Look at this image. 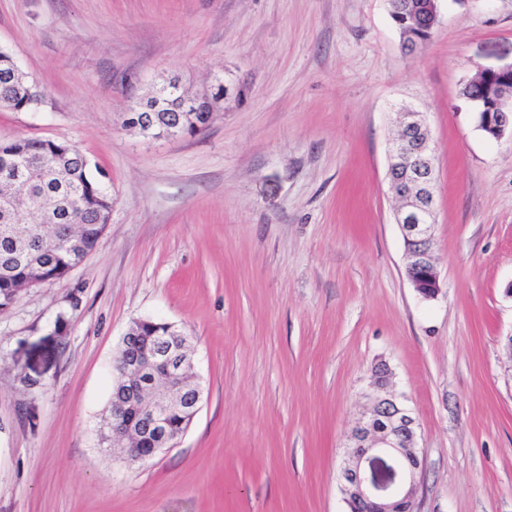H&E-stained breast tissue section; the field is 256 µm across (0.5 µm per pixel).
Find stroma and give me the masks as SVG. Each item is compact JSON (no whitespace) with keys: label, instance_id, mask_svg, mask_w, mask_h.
I'll return each mask as SVG.
<instances>
[{"label":"stroma","instance_id":"1","mask_svg":"<svg viewBox=\"0 0 512 512\" xmlns=\"http://www.w3.org/2000/svg\"><path fill=\"white\" fill-rule=\"evenodd\" d=\"M405 54L386 0H0L42 92L0 139L74 143L112 193L85 261L0 309V512H349L339 470L374 371L419 423L420 512H512V137L463 82L512 64V0H440ZM245 87L192 136L126 126L170 78ZM435 152L424 299L387 180L396 114ZM191 339L204 399L146 464L100 424L129 324Z\"/></svg>","mask_w":512,"mask_h":512}]
</instances>
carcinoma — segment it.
<instances>
[{
	"mask_svg": "<svg viewBox=\"0 0 512 512\" xmlns=\"http://www.w3.org/2000/svg\"><path fill=\"white\" fill-rule=\"evenodd\" d=\"M424 0H394L390 18L405 42L424 45L435 25L422 15ZM512 82L481 76L464 91L472 111L481 112L486 100ZM230 87L217 81L211 97H190L173 79L140 101L137 112L148 110L160 118L179 113L186 118L182 133L194 135L210 120V99L228 95ZM0 108L31 109V99L13 57L0 51ZM105 174H92L75 146L50 139L0 141V200L12 208L0 210V308L33 282H59L69 275L78 237L94 248L112 210Z\"/></svg>",
	"mask_w": 512,
	"mask_h": 512,
	"instance_id": "obj_1",
	"label": "carcinoma"
}]
</instances>
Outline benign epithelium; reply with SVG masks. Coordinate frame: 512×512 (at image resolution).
<instances>
[{
    "label": "benign epithelium",
    "instance_id": "obj_1",
    "mask_svg": "<svg viewBox=\"0 0 512 512\" xmlns=\"http://www.w3.org/2000/svg\"><path fill=\"white\" fill-rule=\"evenodd\" d=\"M476 124L491 140L512 136V96L488 104ZM401 137L393 141L387 177L400 199L398 224L405 245L406 275L425 299L441 292L429 243L433 240L437 180L430 134L414 112L398 117ZM185 335L142 336L126 332L124 358L113 365L123 388L112 397V446L127 449L134 462L173 447L178 434L169 427L174 415L194 418L203 401L200 385L183 377L193 369ZM417 422L393 393L375 396L351 438V452L339 474L348 506L362 512H414L416 476L421 468Z\"/></svg>",
    "mask_w": 512,
    "mask_h": 512
}]
</instances>
